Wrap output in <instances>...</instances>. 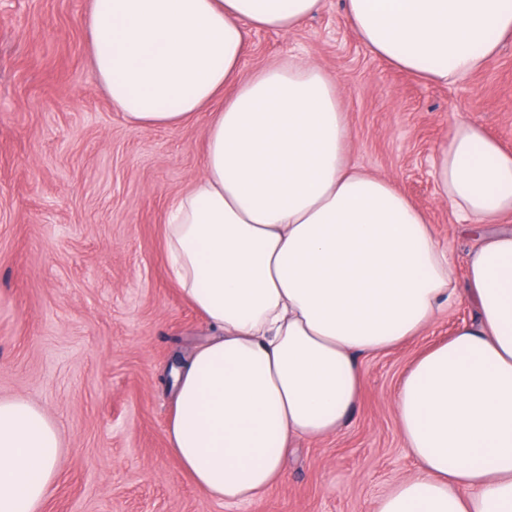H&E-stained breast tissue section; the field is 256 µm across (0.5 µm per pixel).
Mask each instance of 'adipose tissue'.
Listing matches in <instances>:
<instances>
[{
    "mask_svg": "<svg viewBox=\"0 0 512 512\" xmlns=\"http://www.w3.org/2000/svg\"><path fill=\"white\" fill-rule=\"evenodd\" d=\"M322 0H91V65L137 130L211 111L203 171L165 224L170 270L210 337L175 375L166 435L215 500L260 497L298 438L339 432L362 357L421 334L459 299L471 322L421 352L393 399L415 475L377 512H512V152L455 123L434 156L440 200L479 233L458 283L428 217L353 165L338 81L301 60L243 75L251 32ZM362 42L420 79L478 71L512 37V0H344ZM55 424L0 401V512H40Z\"/></svg>",
    "mask_w": 512,
    "mask_h": 512,
    "instance_id": "adipose-tissue-1",
    "label": "adipose tissue"
}]
</instances>
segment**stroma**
Returning a JSON list of instances; mask_svg holds the SVG:
<instances>
[{"label":"stroma","mask_w":512,"mask_h":512,"mask_svg":"<svg viewBox=\"0 0 512 512\" xmlns=\"http://www.w3.org/2000/svg\"><path fill=\"white\" fill-rule=\"evenodd\" d=\"M88 6L0 0V400L36 405L59 430L41 512H374L416 471L392 398L415 357L473 306L460 301L422 336L363 358L346 426L295 440L268 494L225 504L197 488L166 426L171 372L206 324L169 276L164 224L202 169L209 115L132 129L96 84ZM291 57L337 76L351 160L428 213L463 279L477 239L439 202L432 158L458 120L512 149V38L479 72L432 85L372 54L342 0H323L295 30L252 33L242 72Z\"/></svg>","instance_id":"1"}]
</instances>
